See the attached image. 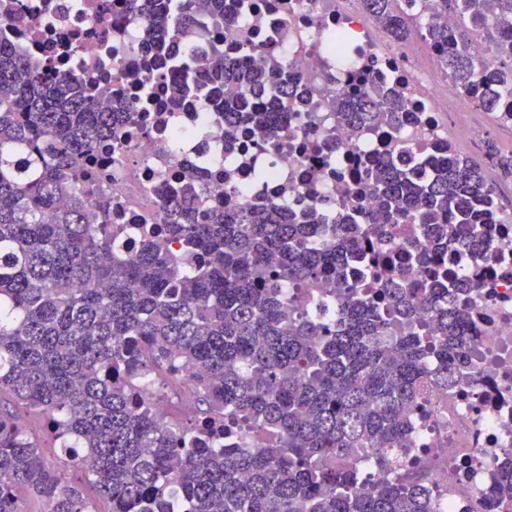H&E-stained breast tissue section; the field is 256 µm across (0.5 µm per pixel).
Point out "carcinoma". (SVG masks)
<instances>
[{"instance_id":"1","label":"carcinoma","mask_w":512,"mask_h":512,"mask_svg":"<svg viewBox=\"0 0 512 512\" xmlns=\"http://www.w3.org/2000/svg\"><path fill=\"white\" fill-rule=\"evenodd\" d=\"M147 10V48L156 64L184 39L160 5ZM415 0H362V8L399 41L412 31ZM465 19L443 66L457 91L481 83L473 100L489 114L512 103V0H436ZM482 30L485 63L467 48L465 30ZM244 70L216 51L204 66L208 98L232 136L259 132L289 111L298 77L257 51ZM336 112L359 126L407 112L394 91L336 97ZM135 108L116 109L103 84L69 74L45 79L13 46L0 42V390L43 417L59 449L50 462L38 441L0 406V512H26L16 489L42 512H431L426 476L403 459L412 429L407 412L429 386H457L471 361L469 304L477 287L448 273L443 255L418 251L416 283L391 274L381 287L370 272L391 225L415 224L452 250H486L480 215L499 207L482 169L471 161L418 163L382 159L368 171L374 206L331 219L321 206L295 214L282 203L239 210L211 205L206 177L168 202L161 224L139 227L138 251L112 256L124 228L110 203H86L102 172L89 165L120 141ZM485 155L512 178V154L491 143ZM361 260L363 273L349 275ZM324 277L335 301L288 298ZM438 363L429 367V359ZM186 380L206 406L187 422L163 418L160 397L142 381L156 373ZM266 436L244 448L234 429ZM372 454L377 478L349 462ZM82 473L84 483L68 477ZM512 512V460L493 480Z\"/></svg>"}]
</instances>
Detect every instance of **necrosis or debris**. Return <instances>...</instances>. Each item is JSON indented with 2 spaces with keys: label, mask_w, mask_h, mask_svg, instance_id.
<instances>
[{
  "label": "necrosis or debris",
  "mask_w": 512,
  "mask_h": 512,
  "mask_svg": "<svg viewBox=\"0 0 512 512\" xmlns=\"http://www.w3.org/2000/svg\"><path fill=\"white\" fill-rule=\"evenodd\" d=\"M412 17L417 33L400 45L364 14L361 0H226L219 18L199 0L195 19L173 15V23H188L196 59L219 49L245 61L256 45L303 75L304 102L284 114L269 145L258 134L225 142L224 118L201 95L197 69L177 63L147 74L144 22L129 0H13L0 41L47 75L106 78L137 106L119 149L94 159L105 172L113 221L127 231L118 247L129 254L133 228L160 223L177 177L200 167L215 199L240 208L285 197L298 209L324 199L353 213L373 205L365 180L372 162L409 153L427 160L452 137L483 148L486 128L452 124L469 99L441 69L443 48L419 35L432 24L458 31L459 17L436 14L430 0H418ZM335 31L347 35L342 65L324 42ZM381 86L400 90L412 111L402 129L382 121L353 128L328 108L331 94L353 100ZM261 170L267 178H258ZM450 263L478 286L470 378L452 389L431 387L423 407L409 412L407 461L427 471L434 512H499L490 489L512 456V224L498 225L489 253L459 249Z\"/></svg>",
  "instance_id": "necrosis-or-debris-1"
}]
</instances>
